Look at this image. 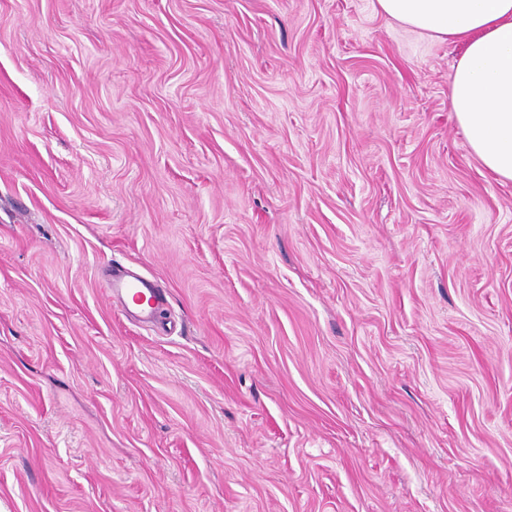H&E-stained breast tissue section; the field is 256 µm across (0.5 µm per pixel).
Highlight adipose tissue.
<instances>
[{
    "label": "adipose tissue",
    "instance_id": "1",
    "mask_svg": "<svg viewBox=\"0 0 512 512\" xmlns=\"http://www.w3.org/2000/svg\"><path fill=\"white\" fill-rule=\"evenodd\" d=\"M376 7L462 46L449 84L451 110L482 166L512 181V0H376Z\"/></svg>",
    "mask_w": 512,
    "mask_h": 512
}]
</instances>
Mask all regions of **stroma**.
<instances>
[{
    "mask_svg": "<svg viewBox=\"0 0 512 512\" xmlns=\"http://www.w3.org/2000/svg\"><path fill=\"white\" fill-rule=\"evenodd\" d=\"M460 54L374 0H0V512H512ZM105 288L108 297L120 302L127 312L137 310L149 315L162 300L160 289L136 273L112 275L111 279L106 281ZM130 304L132 308L129 307Z\"/></svg>",
    "mask_w": 512,
    "mask_h": 512,
    "instance_id": "obj_1",
    "label": "stroma"
}]
</instances>
